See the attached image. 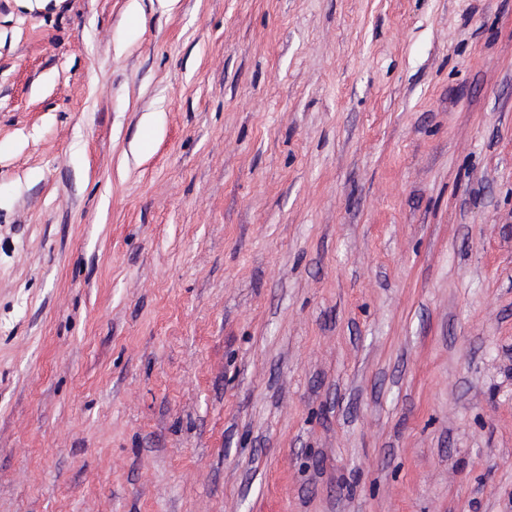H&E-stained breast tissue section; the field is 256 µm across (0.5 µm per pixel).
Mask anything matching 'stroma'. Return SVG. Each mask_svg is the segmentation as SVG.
<instances>
[{
  "label": "stroma",
  "instance_id": "35a3bbf8",
  "mask_svg": "<svg viewBox=\"0 0 512 512\" xmlns=\"http://www.w3.org/2000/svg\"><path fill=\"white\" fill-rule=\"evenodd\" d=\"M0 512H512V0H0Z\"/></svg>",
  "mask_w": 512,
  "mask_h": 512
}]
</instances>
